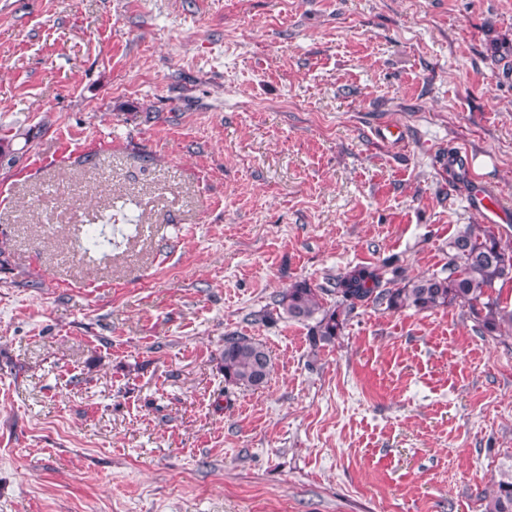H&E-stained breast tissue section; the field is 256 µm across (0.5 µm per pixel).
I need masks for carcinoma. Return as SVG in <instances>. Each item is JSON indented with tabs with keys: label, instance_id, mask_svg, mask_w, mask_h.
<instances>
[{
	"label": "carcinoma",
	"instance_id": "carcinoma-1",
	"mask_svg": "<svg viewBox=\"0 0 512 512\" xmlns=\"http://www.w3.org/2000/svg\"><path fill=\"white\" fill-rule=\"evenodd\" d=\"M110 245L112 240L91 224L81 250L86 254ZM511 279L512 248L502 245L492 230L467 224L448 239V275L444 277L407 279L392 258L379 266H357L336 277L328 288L306 280L295 282L277 295L274 304L280 316L309 327L314 347L333 343L359 303L389 311L466 307L481 331L494 336L512 330V308L501 305L489 291L497 282ZM329 295L331 302L326 300ZM222 360L224 380L248 389L264 386L272 370L268 350L247 336H225ZM484 500L485 512H512V476L498 482Z\"/></svg>",
	"mask_w": 512,
	"mask_h": 512
}]
</instances>
